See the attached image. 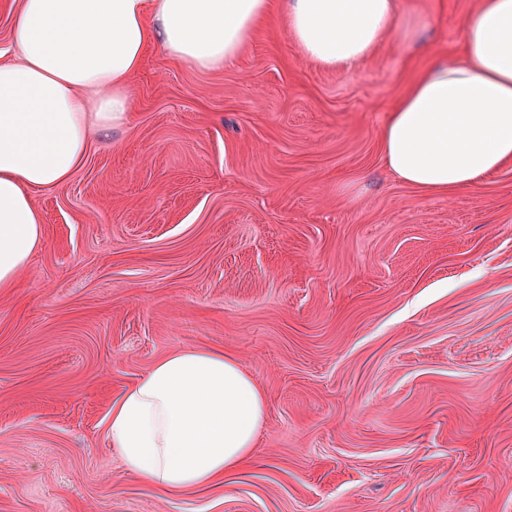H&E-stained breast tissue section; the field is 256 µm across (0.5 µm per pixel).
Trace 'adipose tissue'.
Wrapping results in <instances>:
<instances>
[{
	"label": "adipose tissue",
	"instance_id": "adipose-tissue-1",
	"mask_svg": "<svg viewBox=\"0 0 512 512\" xmlns=\"http://www.w3.org/2000/svg\"><path fill=\"white\" fill-rule=\"evenodd\" d=\"M272 0H16L0 50V290L43 241L31 191L60 187L100 134L131 119L149 48L201 71L233 64ZM302 57L353 72L391 34L397 0H282ZM385 159L416 188L449 192L512 163V0H479L463 49L425 67L392 108ZM266 399L233 355L157 361L112 403L106 436L145 485L172 493L244 468Z\"/></svg>",
	"mask_w": 512,
	"mask_h": 512
}]
</instances>
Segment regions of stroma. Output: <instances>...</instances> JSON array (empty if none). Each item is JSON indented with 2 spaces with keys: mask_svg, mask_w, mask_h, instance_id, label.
Returning <instances> with one entry per match:
<instances>
[{
  "mask_svg": "<svg viewBox=\"0 0 512 512\" xmlns=\"http://www.w3.org/2000/svg\"><path fill=\"white\" fill-rule=\"evenodd\" d=\"M357 72L284 26L199 71L156 48L133 116L64 186L0 293V512H512V164L404 184L389 110L477 0H398ZM233 354L266 396L248 469L171 494L105 423L162 357Z\"/></svg>",
  "mask_w": 512,
  "mask_h": 512,
  "instance_id": "obj_1",
  "label": "stroma"
}]
</instances>
